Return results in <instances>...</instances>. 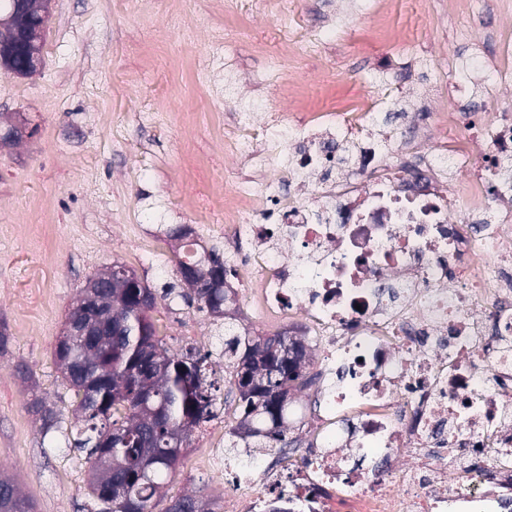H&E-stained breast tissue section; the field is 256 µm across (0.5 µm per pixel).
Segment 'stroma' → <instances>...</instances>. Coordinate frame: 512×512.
<instances>
[{"instance_id":"stroma-1","label":"stroma","mask_w":512,"mask_h":512,"mask_svg":"<svg viewBox=\"0 0 512 512\" xmlns=\"http://www.w3.org/2000/svg\"><path fill=\"white\" fill-rule=\"evenodd\" d=\"M393 18L404 34L396 44L372 39L350 0H52L41 68L26 77L0 68V325L9 336L0 470L36 512H86L89 503L86 454L73 445L75 396L54 358L89 278L115 264L132 271L159 294L151 320L166 347L212 352L220 373L225 324L262 331L235 279L222 319L161 292L180 282L176 229L229 257L202 227L223 223L225 190L262 174L226 148L239 129L238 97L266 99L258 129L293 109L275 86L256 83L277 58L292 57L293 80L309 89L324 80L361 95L395 87L384 123L430 102L459 57L472 63L461 112L483 99L492 36L512 31V14L452 15L447 0H398ZM312 33L322 36L314 48ZM36 396L57 415L50 432L29 409ZM208 430H194L153 512L223 489V474L192 463Z\"/></svg>"}]
</instances>
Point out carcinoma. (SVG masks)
<instances>
[{
    "label": "carcinoma",
    "instance_id": "1",
    "mask_svg": "<svg viewBox=\"0 0 512 512\" xmlns=\"http://www.w3.org/2000/svg\"><path fill=\"white\" fill-rule=\"evenodd\" d=\"M185 270L205 267L218 276L217 288L186 287L183 299L200 303L214 315L224 314V261L216 251L208 262H181ZM156 298L148 287L112 289V322L103 335L65 336L57 344L62 376L76 396L78 428L75 447L90 463L87 481L93 512H152L151 502L162 479L173 473L191 432L216 416L219 386L211 379L210 355L192 350L172 352L157 337L140 295ZM148 335L143 336V329ZM278 336L240 335L224 327V359L234 366L229 383L237 391L239 421L233 434L253 448L268 441H285L284 412L293 392L308 384L306 353L297 346L298 360L288 365L273 351ZM261 369L267 383L282 390L281 400L257 388L244 390L243 369ZM31 410L43 429L56 425L53 411L36 398ZM216 501L184 495L166 512H216ZM0 512H35L15 482L0 477Z\"/></svg>",
    "mask_w": 512,
    "mask_h": 512
}]
</instances>
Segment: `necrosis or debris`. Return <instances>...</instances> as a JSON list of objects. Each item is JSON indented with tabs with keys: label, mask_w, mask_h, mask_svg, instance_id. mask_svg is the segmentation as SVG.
<instances>
[{
	"label": "necrosis or debris",
	"mask_w": 512,
	"mask_h": 512,
	"mask_svg": "<svg viewBox=\"0 0 512 512\" xmlns=\"http://www.w3.org/2000/svg\"><path fill=\"white\" fill-rule=\"evenodd\" d=\"M262 132L271 173L224 194V234L252 251L236 278L249 307L300 336L320 366L293 464L223 437L196 458L224 472L223 512L284 497L303 512H512V110L461 133L447 156L408 131L385 152L372 135L384 94L292 91ZM361 134L350 159L338 138ZM470 167L447 190L448 161ZM352 175L336 179V166ZM304 196L283 194V173ZM475 216L456 224L453 212Z\"/></svg>",
	"instance_id": "obj_1"
}]
</instances>
